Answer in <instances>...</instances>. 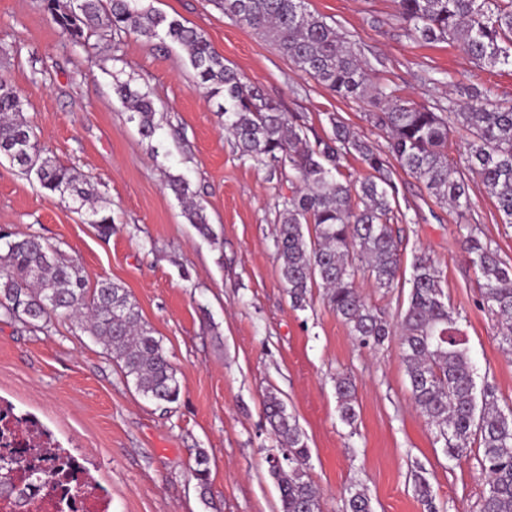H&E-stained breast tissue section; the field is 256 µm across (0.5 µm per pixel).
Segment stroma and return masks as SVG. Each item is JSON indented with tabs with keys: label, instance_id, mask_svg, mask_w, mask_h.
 <instances>
[{
	"label": "stroma",
	"instance_id": "1",
	"mask_svg": "<svg viewBox=\"0 0 512 512\" xmlns=\"http://www.w3.org/2000/svg\"><path fill=\"white\" fill-rule=\"evenodd\" d=\"M202 33L245 81L299 113L310 136L329 135L333 112L378 151L388 138L365 118L367 102L344 99L299 71L270 40L225 16L213 0H142ZM354 40L371 84L432 105L453 82L491 88L512 101V68L478 67L458 44H413L392 0H307ZM0 78L18 92L22 117L45 156L91 180L114 231L102 237L59 195L0 160V227L32 233L77 259L89 281L126 288L166 350L180 383L178 402L158 406L128 384L102 345L77 323L54 317L34 328L0 316V401L37 418L81 456L112 499V512H278L267 460L278 443L263 412L276 391L311 450L310 477L323 512H343L350 484L367 488L373 512H424L415 474L431 485L437 512H480L488 475L480 451L449 459L415 409L398 340L360 345L322 289L293 308L279 275L277 204L287 182L241 158L217 101L199 85L186 51L169 40L122 33L78 44L43 0H0ZM150 93L159 127L143 137L116 83ZM183 178L206 210L207 238L189 224L168 186ZM402 279L365 301L396 318L407 304L413 257L426 253L500 407H512V354L482 305L457 214L395 169ZM469 223L512 263V225L470 177ZM356 386L357 417L341 421L335 381ZM210 462L209 499L199 496L195 449Z\"/></svg>",
	"mask_w": 512,
	"mask_h": 512
}]
</instances>
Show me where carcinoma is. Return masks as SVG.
Returning a JSON list of instances; mask_svg holds the SVG:
<instances>
[{
	"instance_id": "1",
	"label": "carcinoma",
	"mask_w": 512,
	"mask_h": 512,
	"mask_svg": "<svg viewBox=\"0 0 512 512\" xmlns=\"http://www.w3.org/2000/svg\"><path fill=\"white\" fill-rule=\"evenodd\" d=\"M44 9L76 43L98 32L135 33L183 46L199 84L224 99V130L241 156L273 176L288 175L291 193L282 197L275 249L280 278L292 305L303 309L311 289L323 288L329 307L361 344L381 346L399 334L402 361L416 406L444 441L451 460L482 451L488 490L481 512H512V408L503 411L490 384L478 386L476 368L454 309L432 259L420 254L412 263L410 291L396 322L367 306L356 285L364 265L376 287L398 284L401 254L394 224L396 186L388 161L368 142L327 115L331 135L310 142L301 117L266 97L224 64L197 30L170 19L140 0H43ZM396 17L415 42L448 41L460 45L479 66L512 67V0H393ZM224 14L274 42L296 67L344 99L368 100L367 121L390 133L389 152L399 167L420 180L430 195L466 218L471 202L465 171L476 173L503 215L512 224V103L491 98L490 91L461 86L445 105H422L402 99L396 90L368 83L357 43L309 11L305 0H217ZM116 93L137 118L143 136L156 131V108L146 92L119 83ZM22 101L0 81V158L42 189L77 204L104 235L112 218L99 215L88 182L71 169L43 156L32 127L21 118ZM470 135L465 166L448 154L455 128ZM357 154L374 175L354 185L344 177L343 161ZM185 204L187 221L203 235L211 233L196 192L182 178L170 181ZM466 231L469 262L482 281L483 302L494 318L502 342L512 347V265L480 240L470 224ZM0 310L32 327L53 316L75 320L101 340L132 380L136 391L159 405L179 400L180 385L161 341L143 319L126 288L107 279L90 284L83 267L35 234L0 228ZM340 419L352 424L356 399L352 380L336 378ZM264 413L280 451L268 460L280 499L279 512H321L317 492L306 471L310 455L305 436L278 394L264 396ZM200 495L210 490L208 456L195 452ZM59 469H41V480L28 486L53 490ZM345 512H373L364 488L351 485Z\"/></svg>"
}]
</instances>
